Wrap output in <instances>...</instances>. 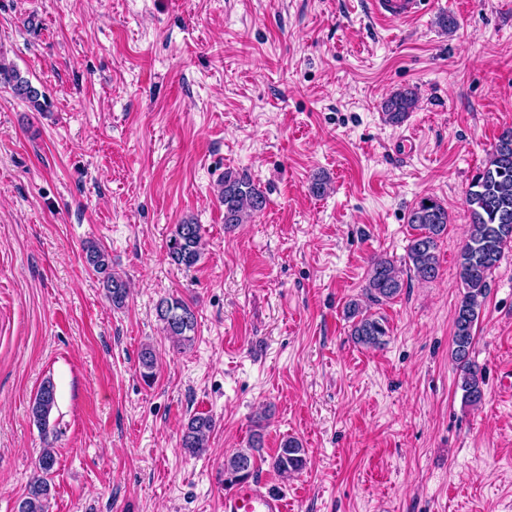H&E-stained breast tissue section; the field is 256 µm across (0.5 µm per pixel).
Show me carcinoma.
<instances>
[{
    "instance_id": "1",
    "label": "carcinoma",
    "mask_w": 512,
    "mask_h": 512,
    "mask_svg": "<svg viewBox=\"0 0 512 512\" xmlns=\"http://www.w3.org/2000/svg\"><path fill=\"white\" fill-rule=\"evenodd\" d=\"M0 76L12 83L13 92L26 99L34 109H42L43 93L14 68L0 59ZM418 104L412 89L392 94L383 104L385 120L391 124L402 123ZM224 205V224L234 227L246 223L261 213L267 205L264 192L248 176L237 171H224L220 190ZM470 222L466 240L459 257V278L464 288L453 320L452 355L458 365L464 402L477 406L484 400L485 376L482 368L470 358L477 325L489 278L498 267L505 252L512 249V127L503 130L490 153L487 163L473 176L465 195ZM407 223L415 234L407 247L408 269L415 277L433 281L439 275L438 241L447 233L448 208L431 196L420 198L407 213ZM202 235L200 225L187 219L175 226L168 242V255L172 262L186 269L200 260ZM89 266L104 275L103 288L112 307L120 309L128 297L127 282L117 273L109 271L108 254L103 246L89 242L83 247ZM404 287L402 270L385 258L371 261L365 291L374 302L396 297ZM156 313L163 323L167 336L177 345L185 347L193 341L197 317L192 305L180 298H163L156 306ZM352 320L350 336L354 343L369 348H379L386 343L389 328L384 318L363 309L353 300L345 310ZM140 375L146 383L156 376V355L153 347L145 346L139 356ZM57 394L54 383L47 379L39 387L30 408L33 420L41 429L49 425L56 408ZM213 429L212 419L195 415L188 419L181 437V445L192 454L207 448ZM264 448L262 428L253 430L247 448L233 454L224 463V487L232 488L254 474L257 457ZM57 457L49 448L42 450L38 460L40 474L30 482L26 494L17 505V512H49L52 498V475ZM307 465V452L294 437L282 440L273 460L275 469L283 475L301 473Z\"/></svg>"
}]
</instances>
